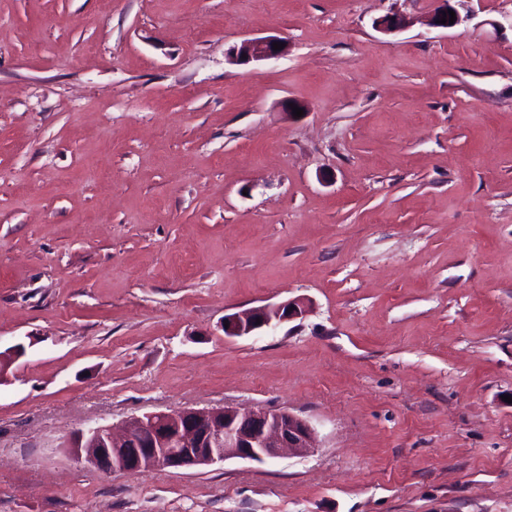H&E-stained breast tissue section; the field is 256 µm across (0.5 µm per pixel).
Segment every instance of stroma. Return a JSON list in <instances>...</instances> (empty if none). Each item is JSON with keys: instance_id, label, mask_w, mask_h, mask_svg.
Listing matches in <instances>:
<instances>
[{"instance_id": "stroma-1", "label": "stroma", "mask_w": 512, "mask_h": 512, "mask_svg": "<svg viewBox=\"0 0 512 512\" xmlns=\"http://www.w3.org/2000/svg\"><path fill=\"white\" fill-rule=\"evenodd\" d=\"M451 5L0 0V512H512V0ZM224 405L317 446L110 475L64 446ZM274 42H282L285 47L274 50ZM287 51V40L279 36L245 39L239 45H234L230 49L229 60L239 64H247L251 61L278 59ZM243 54H246V58H242ZM304 312V304L300 299L287 300L275 306H261L242 313L227 315L229 328L224 334L228 337H241L263 328H273L284 321L297 318ZM260 319V324H257Z\"/></svg>"}]
</instances>
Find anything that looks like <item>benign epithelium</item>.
<instances>
[{
    "instance_id": "benign-epithelium-1",
    "label": "benign epithelium",
    "mask_w": 512,
    "mask_h": 512,
    "mask_svg": "<svg viewBox=\"0 0 512 512\" xmlns=\"http://www.w3.org/2000/svg\"><path fill=\"white\" fill-rule=\"evenodd\" d=\"M407 19L386 15L376 27L391 34L403 29ZM287 43L279 36L245 39L230 49L229 60L239 64L277 59L288 47L273 49V43ZM304 312L299 299L275 306H261L225 316L227 337H241L263 328H273ZM67 447L77 462L104 474L150 472L183 466H210L229 459L262 463L278 456L284 448L305 455L316 448V434L302 417L288 410L259 409L249 412L224 406L181 408L129 417L122 429L95 423L75 433Z\"/></svg>"
}]
</instances>
